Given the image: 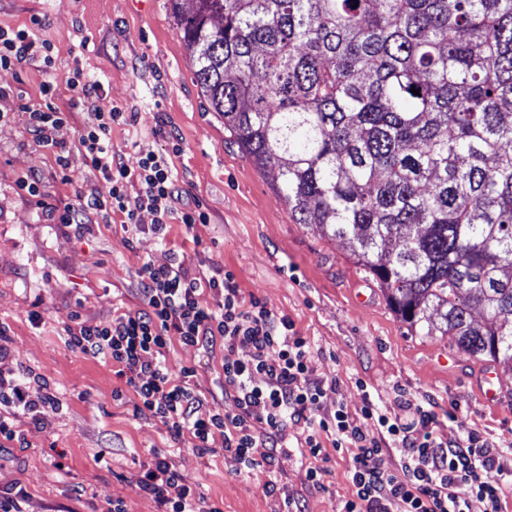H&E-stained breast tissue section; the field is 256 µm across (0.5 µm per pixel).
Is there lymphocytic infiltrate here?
Here are the masks:
<instances>
[{
  "label": "lymphocytic infiltrate",
  "mask_w": 512,
  "mask_h": 512,
  "mask_svg": "<svg viewBox=\"0 0 512 512\" xmlns=\"http://www.w3.org/2000/svg\"><path fill=\"white\" fill-rule=\"evenodd\" d=\"M51 50L50 43L27 30L0 29L1 69L35 59L51 66ZM66 84L72 96L63 110L53 103L56 81L42 82L47 104L30 111L28 131L53 152L63 171L70 167L67 142L75 140L83 165L97 172L109 190L79 191L75 202L64 206L60 223L80 230L119 214L124 223L135 225L146 210L153 214V230L161 239L172 222L189 230L207 223L205 211L184 203L163 158L133 157L113 148V124H132L135 113L104 102L100 82L82 71H74ZM73 109L83 114L76 129L69 122ZM136 276L141 296L137 309L105 322L66 326L63 341L73 353L117 366L136 396L135 416L164 421L174 443L190 444L201 455L222 448L248 473L287 451L285 437L298 427L313 458L325 457L330 447L349 451L353 493L342 512H470L474 498L484 501L489 512H500L501 499L512 488V468L504 464L511 448L474 432L448 440L431 401L414 405L409 417L400 418L384 412L379 396L367 391L361 418L341 404L325 411L324 399L337 390V379L316 376L310 341L297 333L288 316L258 299H245L232 273L194 272L186 257L175 253L160 265L139 259ZM205 293L212 296V306L200 304ZM175 338L206 351L222 347V389L232 399L233 411L204 410L195 369L172 370L166 352ZM242 344L248 355L238 354ZM57 402L47 387L33 384L25 374H0V447H28V427L39 424L41 408ZM368 421L377 426L378 437L365 435ZM390 448L399 453V466L386 462ZM136 486L153 499L157 512H221L206 505L194 483L159 453Z\"/></svg>",
  "instance_id": "f902f5d3"
}]
</instances>
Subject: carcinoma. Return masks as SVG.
<instances>
[{"label": "carcinoma", "instance_id": "obj_1", "mask_svg": "<svg viewBox=\"0 0 512 512\" xmlns=\"http://www.w3.org/2000/svg\"><path fill=\"white\" fill-rule=\"evenodd\" d=\"M169 2L297 223L347 244L410 328L512 361V0Z\"/></svg>", "mask_w": 512, "mask_h": 512}]
</instances>
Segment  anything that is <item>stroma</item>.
Segmentation results:
<instances>
[{
	"label": "stroma",
	"mask_w": 512,
	"mask_h": 512,
	"mask_svg": "<svg viewBox=\"0 0 512 512\" xmlns=\"http://www.w3.org/2000/svg\"><path fill=\"white\" fill-rule=\"evenodd\" d=\"M0 28L48 40L54 60L49 70L38 60L0 70V325L8 330L0 371L28 372L60 400L42 408L30 447L0 449V492L21 484L25 512H108L117 497L129 512H156L134 482L158 451L222 512H283L288 494L305 498L307 512H339L352 493L347 452L318 462L296 450L300 432L292 429L289 450L272 466L239 473L224 453L173 447L164 422L134 415L136 397L115 366L65 347L62 329L73 317L97 323L117 308L139 306V258L162 264L179 248L197 270L232 273L243 297L294 322L312 344L318 374L339 381L327 409L340 403L359 416L367 389L384 410L405 418L408 404L430 397L449 439L475 431L512 443V362L490 365L506 394L484 402L474 383L483 359L452 349L447 337L415 335L347 246L296 222L273 174L239 151L209 109L168 0H0ZM77 67L101 81L107 100L137 115L135 124L113 126L114 148L164 157L185 202L200 205L208 223L190 233L171 225L161 241L145 211L139 226L115 221L79 234L18 189L21 177L38 171L50 177L52 202H69L101 182L76 152L66 179L55 178L52 153L27 131L29 111L45 104L40 83L55 77L68 99L64 81ZM39 298L44 311L34 324L29 314ZM223 356L175 340L167 360L175 370L194 368L207 407L229 412L233 403L219 388ZM317 465L325 471L322 491L303 484L306 469ZM271 476L274 493L263 488Z\"/></svg>",
	"instance_id": "obj_1"
}]
</instances>
